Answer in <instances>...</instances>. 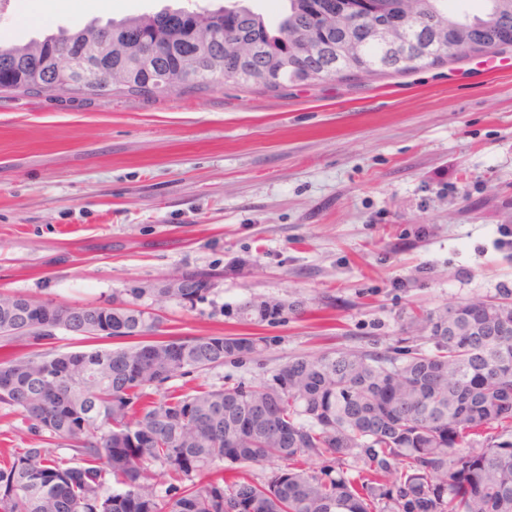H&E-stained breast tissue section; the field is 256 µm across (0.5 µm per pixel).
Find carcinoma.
I'll use <instances>...</instances> for the list:
<instances>
[{"mask_svg": "<svg viewBox=\"0 0 512 512\" xmlns=\"http://www.w3.org/2000/svg\"><path fill=\"white\" fill-rule=\"evenodd\" d=\"M200 0L0 45V92L28 96L158 97L160 84L205 92L234 79L272 93L290 84L376 80L411 71L396 52L367 37L362 23L420 30L421 63L459 59L468 41L506 45L512 0H483L478 15L448 0H348L320 15L321 0H286L276 28L245 5ZM139 27L162 48L126 44ZM90 65L62 75L55 56ZM204 274L175 288H133L99 305H69L0 292V342L26 348L0 359V404L15 408L36 437L66 450L14 448L0 466V512H512V335L487 309L466 301L413 318L434 349L403 338L391 351L342 350L295 356L251 385L159 393L176 377L252 358L266 336L152 340L159 315L146 294L193 304ZM306 311L302 299L251 298L236 315L262 327ZM130 339L114 349L58 354L55 330ZM288 430L282 442L277 432ZM360 463L344 470L347 459ZM319 466H308L310 460ZM228 461L232 475L208 478ZM272 463L262 483L241 469ZM171 483L160 490L156 470ZM115 487L103 492L105 476Z\"/></svg>", "mask_w": 512, "mask_h": 512, "instance_id": "carcinoma-1", "label": "carcinoma"}]
</instances>
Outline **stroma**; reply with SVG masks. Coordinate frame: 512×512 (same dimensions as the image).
Instances as JSON below:
<instances>
[{
  "instance_id": "stroma-1",
  "label": "stroma",
  "mask_w": 512,
  "mask_h": 512,
  "mask_svg": "<svg viewBox=\"0 0 512 512\" xmlns=\"http://www.w3.org/2000/svg\"><path fill=\"white\" fill-rule=\"evenodd\" d=\"M0 44L177 0H74ZM216 272L193 307L168 279ZM145 289L162 337L247 334L252 297L307 310L254 359L169 381L256 383L298 355L385 351L412 315L512 301V45L354 85L164 96L0 93V291L71 305Z\"/></svg>"
}]
</instances>
